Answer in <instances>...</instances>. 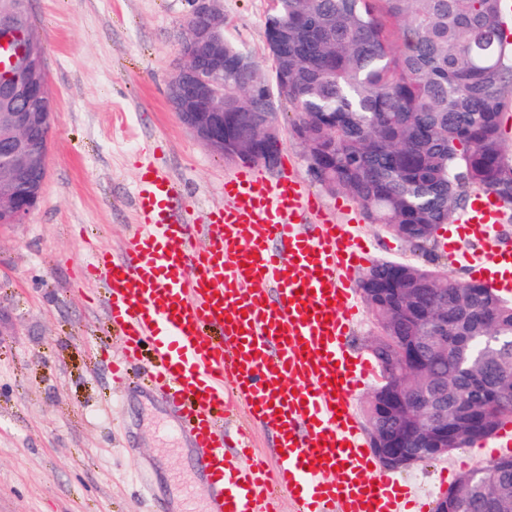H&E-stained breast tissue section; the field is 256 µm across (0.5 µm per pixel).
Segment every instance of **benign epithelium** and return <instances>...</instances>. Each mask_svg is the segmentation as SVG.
Instances as JSON below:
<instances>
[{"label":"benign epithelium","instance_id":"benign-epithelium-1","mask_svg":"<svg viewBox=\"0 0 512 512\" xmlns=\"http://www.w3.org/2000/svg\"><path fill=\"white\" fill-rule=\"evenodd\" d=\"M222 0H191L189 36L183 62L168 83V101L181 123L214 152L227 158L262 163H277L279 151L276 113L266 112L260 121L263 142L254 151L242 154L230 145L224 112V27ZM49 82L16 80L0 86V153L7 156L11 169L0 178V212L7 224H23L37 207L41 194L29 191L33 178L45 174V147L38 144L33 131L45 125L46 116L29 107L33 100L47 99ZM448 392L441 383L428 384L415 393L386 392L381 402L383 414L398 406L413 405L426 412L432 431L424 437L423 448H412L404 440L405 429L392 421V438L370 431L369 445L386 471L405 470L420 457L438 458L448 454L460 436L457 422L448 416Z\"/></svg>","mask_w":512,"mask_h":512}]
</instances>
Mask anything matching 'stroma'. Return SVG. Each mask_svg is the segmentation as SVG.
I'll use <instances>...</instances> for the list:
<instances>
[{
	"label": "stroma",
	"instance_id": "obj_1",
	"mask_svg": "<svg viewBox=\"0 0 512 512\" xmlns=\"http://www.w3.org/2000/svg\"><path fill=\"white\" fill-rule=\"evenodd\" d=\"M269 0H223L224 32L270 74ZM189 0H30L49 74L52 130L38 208L0 225V512H180L196 479L169 406L138 379H112L123 345L99 289L82 276L89 247L121 253L142 163L182 185L195 212L224 201L239 168L202 144L168 104L187 34ZM279 153L268 179L292 165L337 223L354 201L309 171L286 102L276 101ZM375 259L432 263L470 281L475 245L448 252L444 235L415 249L360 216ZM489 437L396 472L427 507L458 477L498 458Z\"/></svg>",
	"mask_w": 512,
	"mask_h": 512
}]
</instances>
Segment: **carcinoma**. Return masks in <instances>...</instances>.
<instances>
[{
    "label": "carcinoma",
    "mask_w": 512,
    "mask_h": 512,
    "mask_svg": "<svg viewBox=\"0 0 512 512\" xmlns=\"http://www.w3.org/2000/svg\"><path fill=\"white\" fill-rule=\"evenodd\" d=\"M266 29L278 97L297 115V137L317 163L315 179L355 199L374 224L422 248L435 240L477 187L512 197V154L504 144L512 104V43L504 39L500 0H273ZM36 33L31 16L14 35L15 50ZM266 79L232 38L224 43V111H274ZM359 287L386 288L403 302L423 291L420 307H397L378 295L366 303L385 333L435 336L437 309H448V334L476 341L423 352L404 371L398 345L380 349L394 361L397 388L434 376L448 385V414L484 379L512 389V347L487 346L512 336V303L489 286L461 283L426 264L377 262ZM512 417V394L498 414L471 406L461 445ZM462 498L448 512H512V455L467 473Z\"/></svg>",
    "instance_id": "obj_1"
}]
</instances>
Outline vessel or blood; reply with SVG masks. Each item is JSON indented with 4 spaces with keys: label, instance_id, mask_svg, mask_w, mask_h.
<instances>
[{
    "label": "vessel or blood",
    "instance_id": "obj_1",
    "mask_svg": "<svg viewBox=\"0 0 512 512\" xmlns=\"http://www.w3.org/2000/svg\"><path fill=\"white\" fill-rule=\"evenodd\" d=\"M136 222L121 255L96 250L99 280L126 367L150 347L152 391L176 413L200 476L186 512H406L407 489L375 475L354 414L371 364L349 344L358 308L353 274L370 252L351 225L322 219L299 179L267 182L255 165L224 179V204L196 219L166 170L142 166ZM505 216L492 193L471 201L448 232L449 250L485 245L474 277L512 293V249L492 245ZM275 438L273 468L250 455L245 430L223 422L226 394Z\"/></svg>",
    "mask_w": 512,
    "mask_h": 512
}]
</instances>
